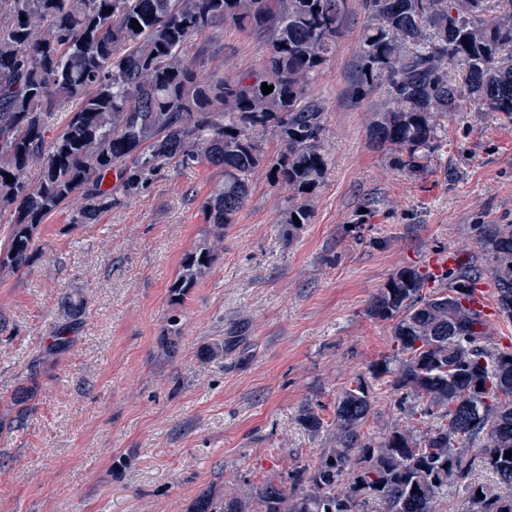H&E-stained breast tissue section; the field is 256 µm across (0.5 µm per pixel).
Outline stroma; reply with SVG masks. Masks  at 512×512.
I'll use <instances>...</instances> for the list:
<instances>
[{
    "label": "stroma",
    "instance_id": "obj_1",
    "mask_svg": "<svg viewBox=\"0 0 512 512\" xmlns=\"http://www.w3.org/2000/svg\"><path fill=\"white\" fill-rule=\"evenodd\" d=\"M364 22L362 0H344L343 34L310 86L327 156L310 223L287 237L288 191L259 170L180 308L175 348L169 287L203 240L201 204L221 181L212 165L170 166L90 224L59 209L37 229L32 266L0 268V512H187L208 489L253 512V486L318 464L338 396L390 353L391 322L369 314L379 288L442 255L482 264L477 226L512 224L511 115L473 103L449 113L418 175L369 144L385 97L353 92ZM183 58L232 77L262 64L263 41L226 24L188 40ZM75 306L68 348L51 352ZM238 328L244 350L200 360ZM374 391L363 433L413 426L399 394Z\"/></svg>",
    "mask_w": 512,
    "mask_h": 512
}]
</instances>
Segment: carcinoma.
<instances>
[{"label": "carcinoma", "mask_w": 512, "mask_h": 512, "mask_svg": "<svg viewBox=\"0 0 512 512\" xmlns=\"http://www.w3.org/2000/svg\"><path fill=\"white\" fill-rule=\"evenodd\" d=\"M343 2L0 0V213L13 224L6 264L30 266L36 229L53 212L65 207L69 223L89 224L174 161L207 162L224 175L202 204L205 238H224L265 164L271 183L291 194L283 223L293 236L309 223L326 173L324 107L309 86L342 35ZM363 5L354 91L384 90L387 105L371 112L368 136L396 169L424 171L442 139L441 119L468 102L512 115V0ZM221 24L261 36V67L219 79L184 61V44ZM264 83L273 87L266 95ZM60 110L65 124L49 139L45 116ZM269 134L282 150L268 161ZM478 237L498 312L511 319L512 224L480 226ZM215 260L205 242L183 254L172 304H182ZM430 278L402 270L370 307L373 318L392 322L394 342L373 375L413 399L410 414L429 426L396 427L381 438L361 432L372 390L358 377L336 401L334 446L314 468L257 487V512H435L455 484L465 490L462 512H512V345L497 341L472 306L477 268L461 262L448 286L426 293ZM241 341L218 339L199 357L222 358ZM479 468L498 484L473 481ZM190 512L245 507L206 492Z\"/></svg>", "instance_id": "1"}]
</instances>
